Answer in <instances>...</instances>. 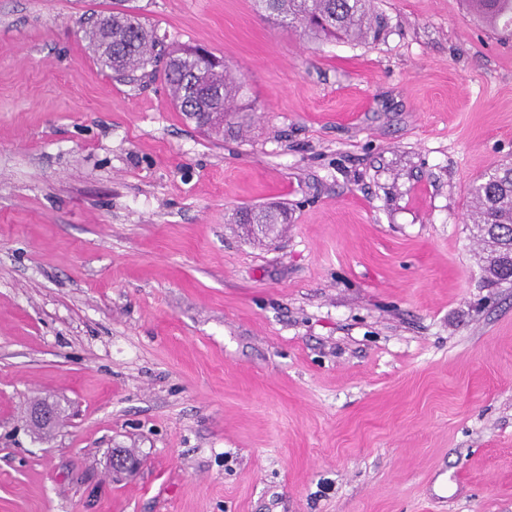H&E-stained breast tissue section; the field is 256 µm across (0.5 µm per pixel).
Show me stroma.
Listing matches in <instances>:
<instances>
[{
	"label": "stroma",
	"mask_w": 512,
	"mask_h": 512,
	"mask_svg": "<svg viewBox=\"0 0 512 512\" xmlns=\"http://www.w3.org/2000/svg\"><path fill=\"white\" fill-rule=\"evenodd\" d=\"M374 6L346 42L253 0H0V512H512V284L468 219L512 162V34ZM126 8L252 108L217 137L101 69ZM286 220V215L280 212L277 213L268 209L245 208L239 212L236 222L237 224H252L253 226L262 224L257 226L256 229L249 228V231L252 234L261 233L264 236H268L271 233L274 234L276 224H284Z\"/></svg>",
	"instance_id": "35a3bbf8"
}]
</instances>
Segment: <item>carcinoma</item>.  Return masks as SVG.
<instances>
[{
	"label": "carcinoma",
	"instance_id": "cac0c4a2",
	"mask_svg": "<svg viewBox=\"0 0 512 512\" xmlns=\"http://www.w3.org/2000/svg\"><path fill=\"white\" fill-rule=\"evenodd\" d=\"M472 10L487 24H512V0H469ZM263 17L278 24L299 25L318 39L362 41L378 37L381 17L373 0H254ZM89 44L101 67L120 79L129 71L157 67L166 56L162 72L178 111L197 126L216 135L219 126L207 125L209 112H235L245 87L232 76L223 58L195 46L164 52L154 30L147 28L129 12L114 11L101 17L87 33ZM476 211L471 224L477 237L492 248L484 257V279L498 285L512 282V163L501 164L485 173L472 189ZM287 217L268 209L245 208L237 223L255 224L268 236Z\"/></svg>",
	"mask_w": 512,
	"mask_h": 512
}]
</instances>
